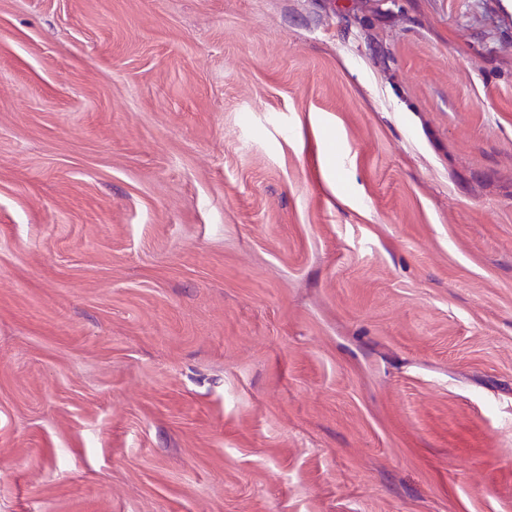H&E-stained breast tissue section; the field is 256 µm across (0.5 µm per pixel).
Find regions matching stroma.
I'll return each instance as SVG.
<instances>
[{
	"mask_svg": "<svg viewBox=\"0 0 512 512\" xmlns=\"http://www.w3.org/2000/svg\"><path fill=\"white\" fill-rule=\"evenodd\" d=\"M0 512H512V0H0Z\"/></svg>",
	"mask_w": 512,
	"mask_h": 512,
	"instance_id": "35a3bbf8",
	"label": "stroma"
}]
</instances>
